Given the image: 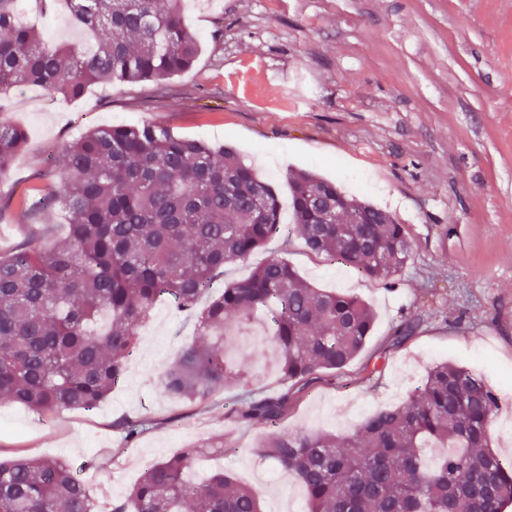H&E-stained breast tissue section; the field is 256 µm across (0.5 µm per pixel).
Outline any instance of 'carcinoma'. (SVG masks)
I'll return each mask as SVG.
<instances>
[{
	"label": "carcinoma",
	"mask_w": 512,
	"mask_h": 512,
	"mask_svg": "<svg viewBox=\"0 0 512 512\" xmlns=\"http://www.w3.org/2000/svg\"><path fill=\"white\" fill-rule=\"evenodd\" d=\"M55 0H0V93L20 84L81 97L100 82L161 85L199 52L181 0H66L93 42L48 46L22 21ZM27 140L0 122V180ZM59 188L68 233L0 257V401L39 417L92 412L127 374L142 323L166 300L190 310L227 267L297 226L311 253L381 281L411 257L405 227L390 212L307 170L288 172L289 223L273 188L231 147L176 136L148 122L103 126L67 149ZM344 218L329 224L330 212ZM271 316L278 395L258 396L245 372L246 348L226 357L229 337L254 315ZM375 311L346 292L303 279L270 260L228 281L199 313V340L177 353L165 393L202 404L236 383L235 418L277 426L295 392L339 376L368 342ZM499 397L469 369L434 364L397 406L377 410L342 442L325 434L267 436L258 454L305 490L310 512H503L512 503V460L491 449L488 424ZM145 418L117 426L128 442ZM196 448L143 471L126 495L102 507L64 458L0 460V512H262L259 494L222 472L188 480Z\"/></svg>",
	"instance_id": "1"
}]
</instances>
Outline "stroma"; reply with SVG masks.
Masks as SVG:
<instances>
[{
  "label": "stroma",
  "mask_w": 512,
  "mask_h": 512,
  "mask_svg": "<svg viewBox=\"0 0 512 512\" xmlns=\"http://www.w3.org/2000/svg\"><path fill=\"white\" fill-rule=\"evenodd\" d=\"M183 9L200 51L164 88L96 84L67 101L19 86L0 98V119L28 131L0 181V256L27 245L41 225L64 234L65 209L36 202L57 188L51 159L97 126L150 122L230 144L283 196L287 171H312L389 210L412 257L390 283L350 275L349 293L376 312L371 340L344 375L301 393L281 430L351 436L448 360L496 387L501 409L488 433L511 456L512 388L501 381L512 371V0H185ZM273 257L318 287L337 286L336 265L296 238L271 239L228 277ZM416 315L415 333L393 344L396 328ZM195 329V312L159 301L123 384L96 412L39 419L0 403V417L21 422L0 427V459L66 458L103 500L198 445L196 468L256 486L272 466L254 452L268 428L229 416L235 390L202 407L161 388ZM143 415L157 426L124 443L113 421Z\"/></svg>",
  "instance_id": "obj_1"
}]
</instances>
